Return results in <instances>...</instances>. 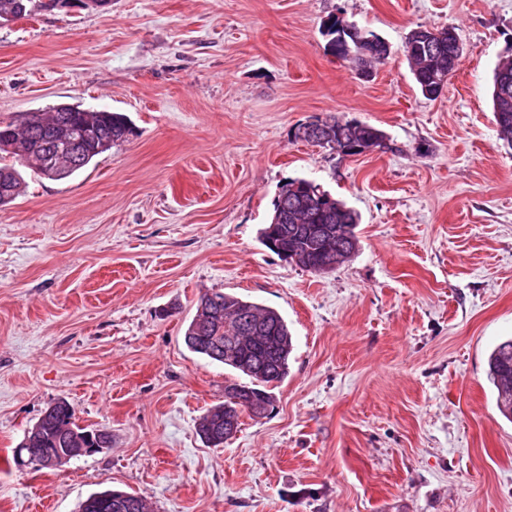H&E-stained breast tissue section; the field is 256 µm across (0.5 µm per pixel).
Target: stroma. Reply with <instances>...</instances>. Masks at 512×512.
<instances>
[{
    "label": "stroma",
    "instance_id": "obj_1",
    "mask_svg": "<svg viewBox=\"0 0 512 512\" xmlns=\"http://www.w3.org/2000/svg\"><path fill=\"white\" fill-rule=\"evenodd\" d=\"M0 24V119L69 103L135 134L53 180L23 169L0 211V512H78L90 494L153 512H512V422L487 358L512 338V146L493 70L512 0H112ZM389 57L362 79L330 17ZM465 51L425 98L417 26ZM333 113L383 130L352 157L297 142ZM361 215L359 249L314 274L260 239L288 180ZM278 310L293 335L274 411L224 447L197 424L231 370L183 340L199 298ZM112 445L57 470L12 451L57 399ZM79 512H150L146 497L120 490H105L88 496Z\"/></svg>",
    "mask_w": 512,
    "mask_h": 512
}]
</instances>
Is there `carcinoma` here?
Here are the masks:
<instances>
[{
  "instance_id": "obj_1",
  "label": "carcinoma",
  "mask_w": 512,
  "mask_h": 512,
  "mask_svg": "<svg viewBox=\"0 0 512 512\" xmlns=\"http://www.w3.org/2000/svg\"><path fill=\"white\" fill-rule=\"evenodd\" d=\"M337 21L325 24L327 34L334 36L331 50L337 59L351 67L357 59L353 40L336 38ZM419 89L439 82L448 83L458 62L449 60L445 69L425 63L415 54L409 57ZM493 86L507 96V111L497 120L501 138L512 144V67L495 71ZM328 132L311 144L334 150L336 147L370 146V141L384 136L378 128L360 122L352 123L333 113ZM56 135L53 154L55 178L70 177L85 169L95 158L110 150V145L124 142L133 135L128 118L118 112H81L69 104L53 111L33 113L32 122L0 120V208L10 205L20 195L24 179L16 165L25 162L34 173L43 171L41 162L47 155V137ZM319 185L304 178L289 180L273 201V210L288 207V222L269 223L261 230L262 240H271L275 253L290 263L316 274L336 270L358 249L356 228L360 214L345 202L335 200V207L325 210L313 200ZM184 343L193 353L221 363L249 379L227 382L250 391L251 403L244 406L226 400L212 407L202 417L198 434L215 447L231 439L226 432L225 417L236 418L246 413L259 418L273 407L274 390L289 374L293 350L288 322L275 309L244 300L234 294L215 292L203 295L196 313L184 333ZM487 377L496 392L501 414L512 422V339L496 345L487 359ZM95 431L76 423L75 410L64 398L49 406L13 450L17 466L32 464L35 457L54 456L63 449L89 446ZM79 512H150L146 497L120 490L94 493L79 505Z\"/></svg>"
}]
</instances>
